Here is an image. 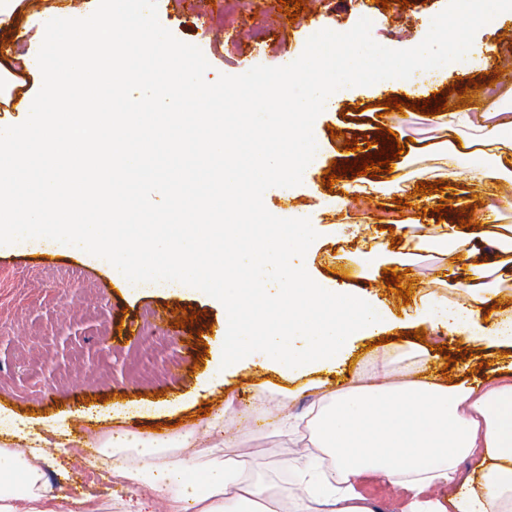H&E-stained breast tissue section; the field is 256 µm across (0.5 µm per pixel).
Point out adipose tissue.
I'll return each mask as SVG.
<instances>
[{
    "mask_svg": "<svg viewBox=\"0 0 512 512\" xmlns=\"http://www.w3.org/2000/svg\"><path fill=\"white\" fill-rule=\"evenodd\" d=\"M512 0H464L463 23L442 19L409 58L368 44L357 31L327 34L316 60L329 75L306 82L304 95L287 85L271 89L257 75L237 88L239 98L271 105L273 120L240 122L223 109V87L197 59L167 55L155 36L133 25L137 0H100L91 24L45 29L20 66L41 78L29 111L32 133L0 131V241L43 236L111 257L122 274L152 280L175 274L202 279L224 306L220 367L261 359L291 374L312 376L315 398L292 413V394L247 403L224 401L210 418L224 434V416L242 421L271 414L276 431L306 463L284 457L276 470L288 485L252 468L246 449L226 444L200 457L177 456L182 442L116 431L112 471L139 490L136 502L91 497L68 507L49 496L38 444L0 448V512H151L166 501L177 512L190 500L196 512H380L357 490L360 478L379 477L406 497L402 512H512V377L481 386L448 383L427 372L425 346L379 347L356 378L336 387L323 375L351 339L384 329L389 317L362 291L324 288L305 268L315 232L311 224H276L265 194L281 173L313 177L309 113L338 106L342 84L409 88L415 73L455 72L477 49L475 29L492 28ZM181 140L203 132L198 161L205 172L192 203L181 184L165 191L170 221L146 223V201L134 185L150 178L141 155L150 134ZM492 184L512 177V111L485 126L477 146L448 144V178ZM494 243L487 261L455 278L449 293L421 291L403 322L435 330L444 310L449 335L471 345L512 349V308L483 316L496 294L490 277L512 262V227L485 230ZM476 459L475 476L461 464ZM446 500L432 498L435 488Z\"/></svg>",
    "mask_w": 512,
    "mask_h": 512,
    "instance_id": "1",
    "label": "adipose tissue"
}]
</instances>
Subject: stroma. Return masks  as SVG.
<instances>
[{"instance_id":"35a3bbf8","label":"stroma","mask_w":512,"mask_h":512,"mask_svg":"<svg viewBox=\"0 0 512 512\" xmlns=\"http://www.w3.org/2000/svg\"><path fill=\"white\" fill-rule=\"evenodd\" d=\"M95 0H25L15 19L0 26V66L15 67V58L28 46L38 27L53 25L56 15L91 13ZM304 12L290 21L278 0H260L253 16H242L237 37L227 40L216 20L224 0H143L138 13L163 51L183 57H198L215 82L224 86V106L229 112H250L251 103L238 100L236 87L252 74L281 77L285 71L305 66L319 46L323 34L361 31L366 41L399 56L409 47L425 42L435 17L450 14L451 0H409L408 7L376 5L375 0H302ZM259 27L266 31L263 44L247 34ZM512 30V16L502 17L490 30L476 31L481 45L469 60V79L457 76L422 78L413 93L384 86H355L334 112L310 115L314 137L322 149L313 180H294L287 192L271 191L265 200L268 215L279 224L321 225L316 250L309 257L311 272L328 288H359L376 296L391 313L403 311V299L389 292L382 270L355 272L361 256L387 255L388 266L404 264L395 241L408 235L401 222L405 210L396 200H409L424 168L439 176L448 171V141L457 136L478 139L493 113L512 102V84L488 94L485 85L497 73L512 74V46L504 41ZM447 92L449 107L463 106L471 121L448 129L435 117L415 110L390 112L376 122L354 120L356 108L390 97L417 103L432 93ZM468 103H461V96ZM340 138H331V131ZM396 133L403 153L393 163L395 182L387 192L367 186L357 201L337 210L336 195L324 185L321 174L331 164L358 160L346 151L344 137L357 136L359 146L379 153L373 138ZM146 165L159 176H173L193 195L198 177L194 159L176 140L153 135L143 155ZM485 192L466 180H458L443 193L425 194L426 224L440 230L456 223L459 211L485 200ZM444 202L445 217L434 211ZM360 225L357 235L343 227ZM185 326H177L178 317ZM139 337H130V329ZM224 328V307L212 301L204 284L178 279L141 281L113 270L109 259L92 256L78 248L53 246L37 237L13 240L0 246V445L27 447V440L14 436L13 426L27 421L33 432L45 438L41 463L47 473L50 495L60 501L96 495L109 499L121 492L112 480V461L103 457L89 463L83 452L104 447L112 430L139 432L159 426L166 435H190L194 449L217 444L207 433L202 408L220 412L225 396L237 400L253 398L258 386L279 383L277 374L257 367H242L226 375L213 391L201 388L221 358L215 346L217 331ZM445 351L428 342L427 364L433 371L456 377L458 358L471 364V377L487 383L488 366L512 368V358L501 350L466 347L464 340L446 341ZM155 354L166 365L164 376L143 384L131 373L132 364ZM274 415L252 418L245 426L228 422V435L238 436L242 447L255 449V459L264 469L286 457L284 439L273 436Z\"/></svg>"}]
</instances>
